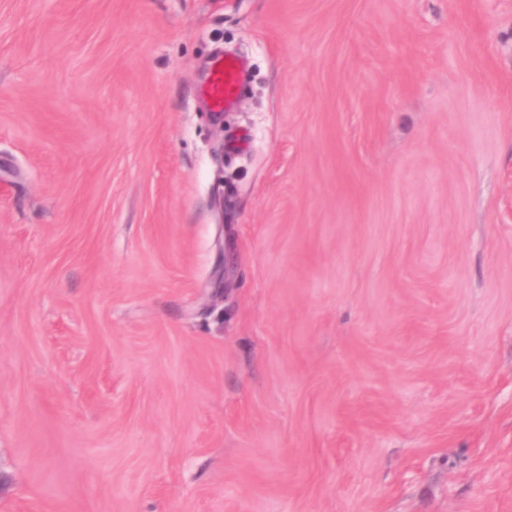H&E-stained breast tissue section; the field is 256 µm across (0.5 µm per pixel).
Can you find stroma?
I'll return each instance as SVG.
<instances>
[{
    "label": "stroma",
    "mask_w": 512,
    "mask_h": 512,
    "mask_svg": "<svg viewBox=\"0 0 512 512\" xmlns=\"http://www.w3.org/2000/svg\"><path fill=\"white\" fill-rule=\"evenodd\" d=\"M0 512H512V0H0ZM243 62L233 54L218 53L207 68L201 95L206 98L212 113H224L233 108L243 91Z\"/></svg>",
    "instance_id": "stroma-1"
}]
</instances>
